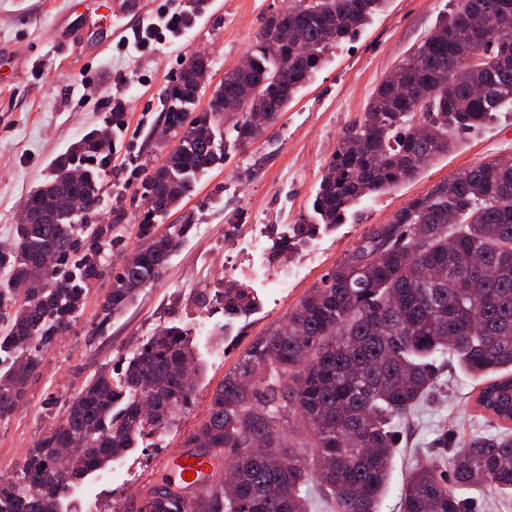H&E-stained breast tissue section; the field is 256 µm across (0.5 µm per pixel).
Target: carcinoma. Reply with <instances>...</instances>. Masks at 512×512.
I'll return each instance as SVG.
<instances>
[{"instance_id":"cac0c4a2","label":"carcinoma","mask_w":512,"mask_h":512,"mask_svg":"<svg viewBox=\"0 0 512 512\" xmlns=\"http://www.w3.org/2000/svg\"><path fill=\"white\" fill-rule=\"evenodd\" d=\"M271 15L242 74L213 88L209 110L184 124L202 66L187 64L169 92L166 122L182 131L151 171L147 217L164 216L197 178L223 159L220 123L234 142L255 140L261 111L278 114L325 63L326 53L354 37L388 0H292ZM496 11L502 23L475 41L470 17ZM293 38L278 44L280 17ZM230 102L235 112H221ZM512 106V0H455L433 30L373 92L361 120L343 134L312 202L320 224L336 229L364 198L413 179L455 147V135L478 130ZM427 125L417 135L416 122ZM359 143L353 150L350 144ZM91 130L58 155L49 179L25 200L29 221L17 225L0 264V421L11 417L42 354L77 318L87 289L105 272L101 254L112 226L72 222L101 202V170L87 163L108 151ZM141 225L139 243L112 282L102 322L120 315L159 278L189 224L161 234ZM315 225L288 227L279 253H293ZM55 250L40 282L23 267ZM252 305L247 289L224 288V315ZM245 352L210 399L207 417L184 440L205 457L230 455L239 481L212 482L187 497L183 483L164 487L139 512H310L316 487L333 512H378L398 428L440 390L439 358L478 380L475 408L496 420L494 433L474 432L448 454L424 458L409 472L401 512H475L472 490L512 495V154L479 162L436 183L374 227L335 268ZM195 351L178 326H161L129 358L92 375L65 413L27 450L19 472L0 481V512H61L66 488L106 469L143 436L173 426L193 403ZM299 418L304 431L285 443ZM67 449L64 469L56 449Z\"/></svg>"}]
</instances>
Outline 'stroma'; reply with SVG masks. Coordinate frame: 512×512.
<instances>
[{
	"instance_id": "1",
	"label": "stroma",
	"mask_w": 512,
	"mask_h": 512,
	"mask_svg": "<svg viewBox=\"0 0 512 512\" xmlns=\"http://www.w3.org/2000/svg\"><path fill=\"white\" fill-rule=\"evenodd\" d=\"M284 3L207 0L198 11L192 0H97L89 16L80 17L70 0H0V248L12 244L24 200L47 179L52 160L93 129L106 131L111 146L97 221L113 227L107 275L44 352L13 415L0 422V474L22 464L27 448L90 376L131 356L158 326L177 325L189 332L202 365L193 405L173 427L124 456L119 468L88 475L71 493L74 510L89 502L98 512H137L146 491L165 485L162 463L205 419L213 391L257 337L408 201L478 162L512 153V109H505L481 131L461 135L453 152L425 165L415 179L364 200L339 230L317 232L306 245L314 256L304 280L283 290L252 270L234 272L235 280L254 288L258 304L225 321V257L263 224V263L292 264L291 256L276 253L275 243L309 212L338 140L361 118L377 85L452 10L450 0H389L362 33L329 51L327 64L272 126L245 147L227 148L179 208L159 218L160 227L188 224L192 230L159 278L120 316L103 320L112 274L135 249L144 222L146 176L176 143L161 131L167 93L183 61L200 52L211 71L188 109L193 117L207 108L213 82L253 49L266 19ZM163 9L182 15L181 31L143 44L142 33ZM440 381L441 395L401 426L380 512H399L407 472L442 453L444 440L492 427L474 408V381L456 363L443 362Z\"/></svg>"
}]
</instances>
